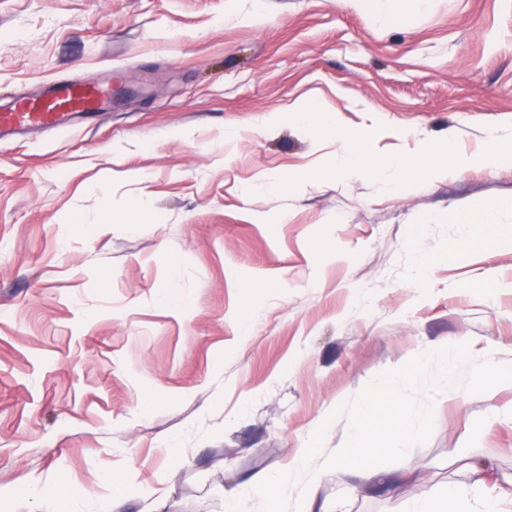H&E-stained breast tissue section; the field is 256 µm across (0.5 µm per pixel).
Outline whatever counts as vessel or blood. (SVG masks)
Wrapping results in <instances>:
<instances>
[{"label": "vessel or blood", "instance_id": "1", "mask_svg": "<svg viewBox=\"0 0 512 512\" xmlns=\"http://www.w3.org/2000/svg\"><path fill=\"white\" fill-rule=\"evenodd\" d=\"M105 85H87L72 81L46 84L39 96L18 99L11 111L0 113V135H9L41 127H59L89 117L111 98Z\"/></svg>", "mask_w": 512, "mask_h": 512}]
</instances>
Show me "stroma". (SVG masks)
I'll return each instance as SVG.
<instances>
[{
	"label": "stroma",
	"instance_id": "1",
	"mask_svg": "<svg viewBox=\"0 0 512 512\" xmlns=\"http://www.w3.org/2000/svg\"><path fill=\"white\" fill-rule=\"evenodd\" d=\"M370 2L0 0V106L113 93L0 140V512H49L62 481L69 512H260L255 480L381 372L445 341L512 360V237L458 221L512 199V167L401 192L336 168L340 133L379 157L511 139L512 0ZM467 370L426 443L371 481L329 471L314 512H412L474 463L511 495L512 382L471 394ZM111 96V86L51 82L44 85L39 96L18 99L10 112L0 113V137L87 118L93 113L90 111L101 109ZM503 206L504 202L502 200H493L483 202L467 210L462 217L465 228L470 230V228L476 224L481 228L485 239L498 238L501 235V229L497 224H490L489 217L493 212Z\"/></svg>",
	"mask_w": 512,
	"mask_h": 512
}]
</instances>
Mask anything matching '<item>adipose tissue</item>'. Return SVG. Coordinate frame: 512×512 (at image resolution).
Segmentation results:
<instances>
[{"instance_id":"ef3b65f1","label":"adipose tissue","mask_w":512,"mask_h":512,"mask_svg":"<svg viewBox=\"0 0 512 512\" xmlns=\"http://www.w3.org/2000/svg\"><path fill=\"white\" fill-rule=\"evenodd\" d=\"M338 141L336 158L341 167L357 169L398 190L414 186L425 176L443 178L448 172L461 173L476 166L491 172L512 167V143H491L486 153L477 158L456 153L447 142L424 143L413 153L382 159L369 154L363 141L346 135L339 136ZM363 435L362 427L353 426L343 446L329 455L328 465L344 468L361 480L372 479L375 472L361 446ZM485 479L484 466L473 464L470 483L450 486L446 496L439 499L424 497L417 502L414 512H501L498 500L477 494Z\"/></svg>"}]
</instances>
